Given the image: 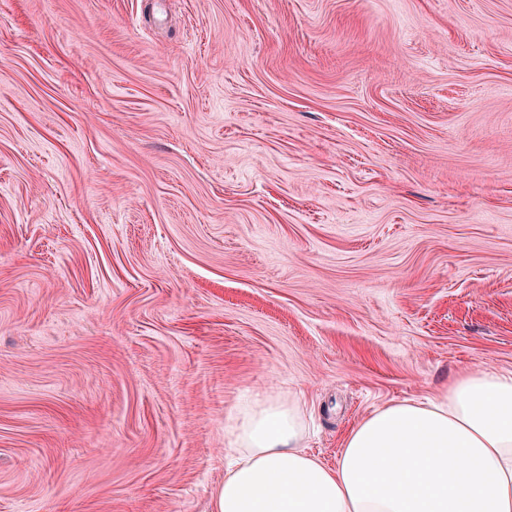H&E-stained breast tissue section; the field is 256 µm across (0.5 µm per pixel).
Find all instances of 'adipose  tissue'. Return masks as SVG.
I'll use <instances>...</instances> for the list:
<instances>
[{
	"mask_svg": "<svg viewBox=\"0 0 512 512\" xmlns=\"http://www.w3.org/2000/svg\"><path fill=\"white\" fill-rule=\"evenodd\" d=\"M233 436L216 512H512V371H463L374 409L332 466L304 448L295 396L245 405Z\"/></svg>",
	"mask_w": 512,
	"mask_h": 512,
	"instance_id": "obj_1",
	"label": "adipose tissue"
}]
</instances>
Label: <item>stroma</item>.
<instances>
[{
	"label": "stroma",
	"mask_w": 512,
	"mask_h": 512,
	"mask_svg": "<svg viewBox=\"0 0 512 512\" xmlns=\"http://www.w3.org/2000/svg\"><path fill=\"white\" fill-rule=\"evenodd\" d=\"M512 371V0H0V512H215L245 403Z\"/></svg>",
	"instance_id": "stroma-1"
}]
</instances>
